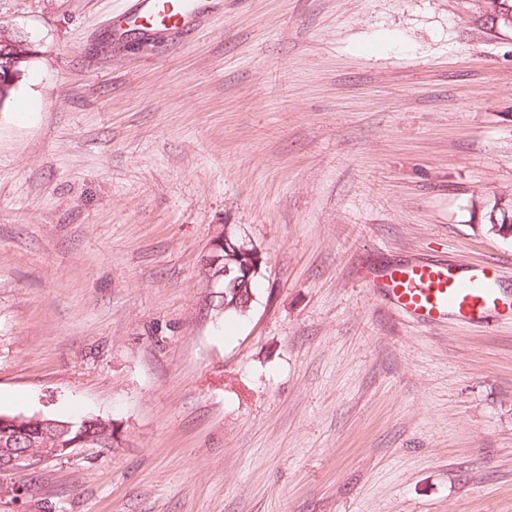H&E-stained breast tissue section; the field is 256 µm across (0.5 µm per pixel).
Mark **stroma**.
<instances>
[{
	"mask_svg": "<svg viewBox=\"0 0 512 512\" xmlns=\"http://www.w3.org/2000/svg\"><path fill=\"white\" fill-rule=\"evenodd\" d=\"M0 0V413L122 434L0 473V512H512V325L419 328L371 282L512 239V28L479 0ZM262 254L245 316L201 273ZM122 7L116 18L139 24L141 30L165 29L186 32L205 17L217 0H121Z\"/></svg>",
	"mask_w": 512,
	"mask_h": 512,
	"instance_id": "35a3bbf8",
	"label": "stroma"
}]
</instances>
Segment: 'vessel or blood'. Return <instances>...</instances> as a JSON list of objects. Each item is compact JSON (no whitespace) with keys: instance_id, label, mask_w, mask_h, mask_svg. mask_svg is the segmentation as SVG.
<instances>
[{"instance_id":"vessel-or-blood-1","label":"vessel or blood","mask_w":512,"mask_h":512,"mask_svg":"<svg viewBox=\"0 0 512 512\" xmlns=\"http://www.w3.org/2000/svg\"><path fill=\"white\" fill-rule=\"evenodd\" d=\"M215 0H122L118 19L144 33L184 32L205 17ZM377 293L398 315L421 327L447 321L486 325L507 308L499 275L490 265L460 268L444 260L417 258L386 271Z\"/></svg>"}]
</instances>
